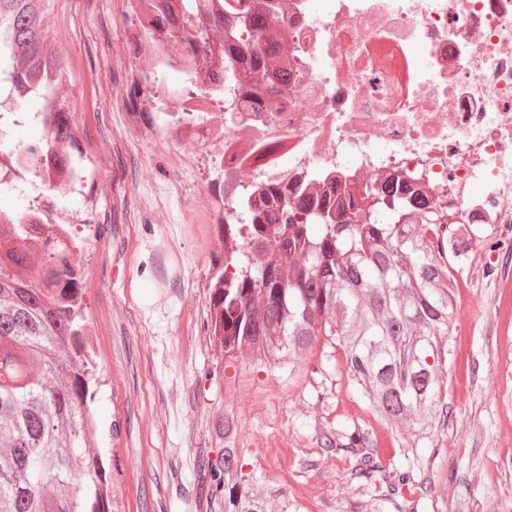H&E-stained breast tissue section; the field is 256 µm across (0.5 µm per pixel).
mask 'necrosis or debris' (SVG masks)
Here are the masks:
<instances>
[{
    "instance_id": "obj_1",
    "label": "necrosis or debris",
    "mask_w": 512,
    "mask_h": 512,
    "mask_svg": "<svg viewBox=\"0 0 512 512\" xmlns=\"http://www.w3.org/2000/svg\"><path fill=\"white\" fill-rule=\"evenodd\" d=\"M287 33L276 69L287 92L254 95L238 65L193 63L184 43L152 37L155 0H136L132 69L146 84L151 133L180 170L220 174L189 204L191 224L242 226L260 196L343 187L362 194L396 178L414 185L448 224H487L512 251V0H273ZM170 78L159 85L158 70ZM50 148L39 177L51 196L37 224L71 226L84 177Z\"/></svg>"
}]
</instances>
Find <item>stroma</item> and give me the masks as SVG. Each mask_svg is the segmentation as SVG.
I'll list each match as a JSON object with an SVG mask.
<instances>
[{
    "mask_svg": "<svg viewBox=\"0 0 512 512\" xmlns=\"http://www.w3.org/2000/svg\"><path fill=\"white\" fill-rule=\"evenodd\" d=\"M130 0H45L48 44L62 57L58 92L73 125L72 162L86 169L82 281L90 346L102 367L92 410L104 464L128 472L126 512H198L202 458L216 459L225 413L239 424L241 477L288 512H512V288L488 280L484 250L457 274V314L434 424L425 437L373 411L343 366L335 337L305 365L227 360L209 334L208 289L224 248L217 225L187 223L207 188L205 166L181 173L151 140L130 139L125 114L145 96L108 66L127 44ZM182 178L185 195L169 194ZM168 221L153 223L152 206ZM354 426L369 436L380 475L352 476L351 453L324 440ZM412 468L396 504L384 473Z\"/></svg>",
    "mask_w": 512,
    "mask_h": 512,
    "instance_id": "1",
    "label": "stroma"
}]
</instances>
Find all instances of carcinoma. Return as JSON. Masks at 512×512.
Masks as SVG:
<instances>
[{
  "label": "carcinoma",
  "instance_id": "carcinoma-1",
  "mask_svg": "<svg viewBox=\"0 0 512 512\" xmlns=\"http://www.w3.org/2000/svg\"><path fill=\"white\" fill-rule=\"evenodd\" d=\"M43 2L0 0V57L25 62L9 82L31 96L56 90L62 80L42 25ZM224 2L203 20L156 0L152 33L191 45L202 64L241 63V81L258 87L280 50L266 37L273 6L239 0L224 14ZM240 24L258 34L256 42L237 40ZM72 138L60 100L41 148ZM411 216L421 222L411 223ZM446 228L400 180L361 197L339 188L290 200L274 193L253 212L250 240L229 257L236 274L228 278L220 269L211 282L212 336L231 360L283 353L291 365L305 362L319 337L336 336L345 368L371 407L422 436L433 425L455 325L457 284L449 266L464 268L474 248L489 244L476 224L449 234ZM29 230L23 215L0 222V512H112L101 493L90 410L100 379L79 288L84 244L51 230L36 238ZM218 430L224 447L206 467L224 472V480L200 488L198 501L206 512L221 500L222 512H266L264 499L238 478L237 419L224 413ZM324 446L351 449L357 477L378 471L371 441L357 429L325 438ZM413 480L411 469L395 470L385 480L388 495Z\"/></svg>",
  "mask_w": 512,
  "mask_h": 512
}]
</instances>
